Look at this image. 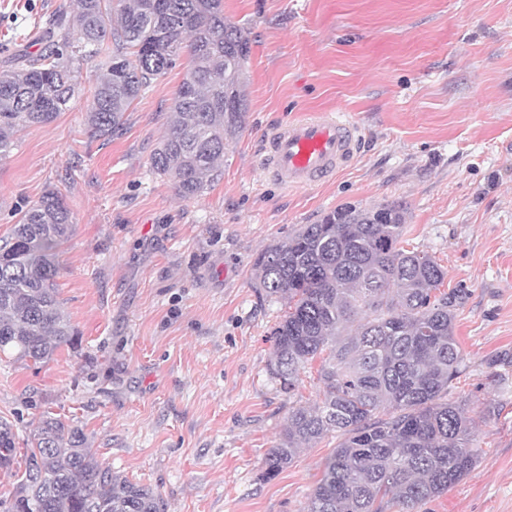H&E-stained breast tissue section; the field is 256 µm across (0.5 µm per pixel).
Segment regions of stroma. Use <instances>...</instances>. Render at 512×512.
I'll return each mask as SVG.
<instances>
[{"mask_svg": "<svg viewBox=\"0 0 512 512\" xmlns=\"http://www.w3.org/2000/svg\"><path fill=\"white\" fill-rule=\"evenodd\" d=\"M75 11L0 0V70L41 49L46 18ZM224 16L249 32L248 112L201 195L181 197L151 166L185 57L111 138L89 136L79 98L0 161V237L52 188L74 220L58 284L76 346L39 366L0 355L18 454L49 410L166 512H305L340 438L261 479L289 407L318 403L322 384L308 369L290 396L271 378L285 305L260 290L256 260L338 207L394 202L402 247L435 256L446 287L466 292L448 397L472 410L479 453L416 512H512V0H224ZM322 112L361 126L357 160L331 182L281 188L259 165L266 134Z\"/></svg>", "mask_w": 512, "mask_h": 512, "instance_id": "obj_1", "label": "stroma"}]
</instances>
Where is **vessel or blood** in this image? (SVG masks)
I'll return each mask as SVG.
<instances>
[{
    "mask_svg": "<svg viewBox=\"0 0 512 512\" xmlns=\"http://www.w3.org/2000/svg\"><path fill=\"white\" fill-rule=\"evenodd\" d=\"M361 129L340 113H321L273 129L260 164L279 185L304 189L331 179L353 161Z\"/></svg>",
    "mask_w": 512,
    "mask_h": 512,
    "instance_id": "b4317fda",
    "label": "vessel or blood"
}]
</instances>
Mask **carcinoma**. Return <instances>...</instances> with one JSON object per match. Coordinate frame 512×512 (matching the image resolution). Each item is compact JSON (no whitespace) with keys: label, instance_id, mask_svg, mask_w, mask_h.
Returning <instances> with one entry per match:
<instances>
[{"label":"carcinoma","instance_id":"carcinoma-1","mask_svg":"<svg viewBox=\"0 0 512 512\" xmlns=\"http://www.w3.org/2000/svg\"><path fill=\"white\" fill-rule=\"evenodd\" d=\"M81 49L54 40L0 71V160L23 128L52 122L81 91L72 68L94 62L87 127L110 137L124 114L183 54L190 66L174 97L168 132L151 157L180 195L219 178L225 143L244 129L246 31L224 18L223 0H76ZM406 211L396 203L344 206L271 245L257 261L259 287L287 310L273 332L269 374L295 391L320 361L323 398L293 405L261 479L271 480L301 447L336 432L307 512H414L463 480L477 463L474 417L448 399L463 353L454 332L465 292L445 290L435 256L399 247ZM72 233L62 193L49 189L0 239V352L35 365L78 332L61 310L58 254ZM17 425L0 418V471H13ZM0 512H164L152 489L115 473L77 427L43 413L25 470Z\"/></svg>","mask_w":512,"mask_h":512}]
</instances>
